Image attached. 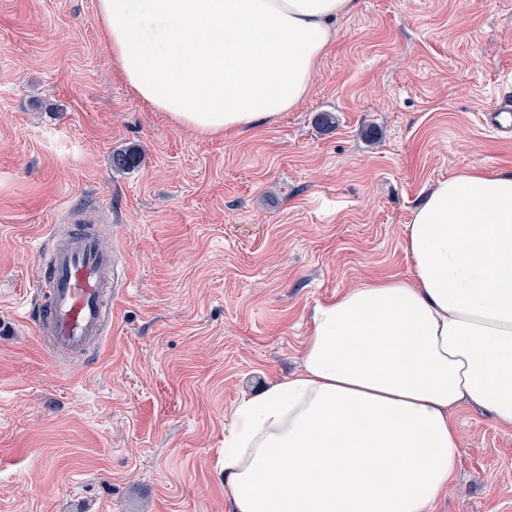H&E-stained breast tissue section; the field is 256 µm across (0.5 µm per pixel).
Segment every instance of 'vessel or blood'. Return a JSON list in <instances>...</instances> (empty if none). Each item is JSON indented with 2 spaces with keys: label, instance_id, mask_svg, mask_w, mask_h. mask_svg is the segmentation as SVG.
Returning a JSON list of instances; mask_svg holds the SVG:
<instances>
[{
  "label": "vessel or blood",
  "instance_id": "b4317fda",
  "mask_svg": "<svg viewBox=\"0 0 512 512\" xmlns=\"http://www.w3.org/2000/svg\"><path fill=\"white\" fill-rule=\"evenodd\" d=\"M480 122L511 140L512 99L498 98ZM102 240L99 226L78 215L64 231L51 233L41 250L28 319L35 335L58 357H88L105 340L112 296L125 286L127 273L124 262Z\"/></svg>",
  "mask_w": 512,
  "mask_h": 512
}]
</instances>
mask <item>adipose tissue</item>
I'll use <instances>...</instances> for the list:
<instances>
[{
	"mask_svg": "<svg viewBox=\"0 0 512 512\" xmlns=\"http://www.w3.org/2000/svg\"><path fill=\"white\" fill-rule=\"evenodd\" d=\"M356 0H96L117 75L202 137L275 124L310 93ZM408 277L317 305L300 366L224 427L231 512H431L461 459L453 413L512 427V173L425 191Z\"/></svg>",
	"mask_w": 512,
	"mask_h": 512,
	"instance_id": "ef3b65f1",
	"label": "adipose tissue"
}]
</instances>
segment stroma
Returning <instances> with one entry per match:
<instances>
[{"label":"stroma","mask_w":512,"mask_h":512,"mask_svg":"<svg viewBox=\"0 0 512 512\" xmlns=\"http://www.w3.org/2000/svg\"><path fill=\"white\" fill-rule=\"evenodd\" d=\"M511 79L512 0H358L294 110L204 138L119 79L96 0H0V512H230L235 403L298 369L318 304L409 274L428 187L512 172L478 121ZM128 145L142 165L113 172ZM83 210L127 283L96 358L59 364L24 314L42 243ZM453 418L431 512H512V430Z\"/></svg>","instance_id":"1"}]
</instances>
